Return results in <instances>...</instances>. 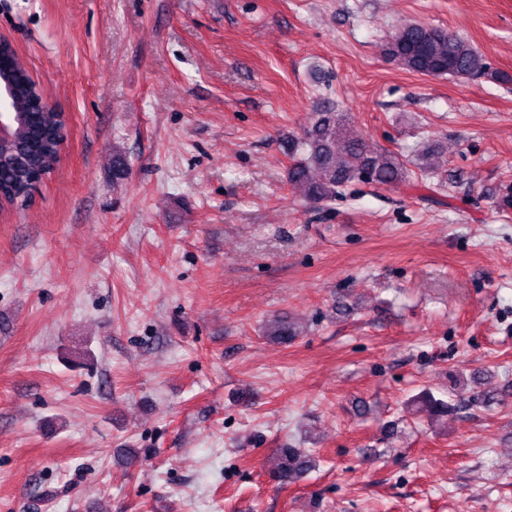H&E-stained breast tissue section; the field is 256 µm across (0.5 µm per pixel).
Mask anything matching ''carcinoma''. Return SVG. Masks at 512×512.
Returning a JSON list of instances; mask_svg holds the SVG:
<instances>
[{
	"instance_id": "carcinoma-1",
	"label": "carcinoma",
	"mask_w": 512,
	"mask_h": 512,
	"mask_svg": "<svg viewBox=\"0 0 512 512\" xmlns=\"http://www.w3.org/2000/svg\"><path fill=\"white\" fill-rule=\"evenodd\" d=\"M389 61L403 69L427 76H451L458 79H487L508 82L512 77L492 69L484 55L467 40L447 30L410 23L398 28L387 40L384 49ZM14 70L19 79L17 110L27 114L20 128V139L29 144L22 166L0 167V185L19 183L23 190L27 172L51 168L56 157L47 146L61 135L64 124L56 114L33 107L30 96L35 91L28 69L19 61ZM348 114L334 108L318 109L310 124L298 134L282 137V152L292 160L288 166V183L301 190L305 200L324 205L336 200L354 183L364 182L386 186L407 177V166L399 155L385 149L372 151L364 140L347 133ZM301 334L294 321L275 316L270 320L267 335L281 343H292ZM414 401L429 415L448 414L450 405L425 389ZM470 402L484 406L505 405L508 397L492 391H475ZM273 478L282 485L304 478L315 466V457L304 448H279L275 452Z\"/></svg>"
}]
</instances>
